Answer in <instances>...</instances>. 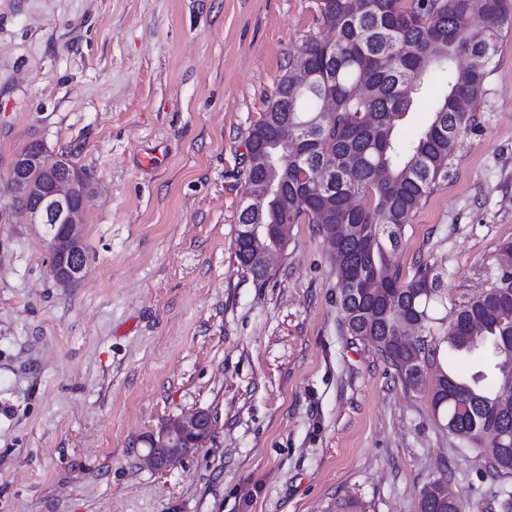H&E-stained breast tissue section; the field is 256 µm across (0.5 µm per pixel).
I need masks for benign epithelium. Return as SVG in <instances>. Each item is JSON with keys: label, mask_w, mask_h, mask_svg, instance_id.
<instances>
[{"label": "benign epithelium", "mask_w": 512, "mask_h": 512, "mask_svg": "<svg viewBox=\"0 0 512 512\" xmlns=\"http://www.w3.org/2000/svg\"><path fill=\"white\" fill-rule=\"evenodd\" d=\"M32 167L50 172L46 185L36 187L29 182L27 171ZM71 180L64 160H50L41 143L31 152L13 157L10 167L13 199L29 203L27 214L31 223L47 226L50 273L61 286L77 283L86 270L80 218L89 197L75 199L68 188ZM212 423L211 414L202 408L168 419L149 436L148 448L142 456L144 465L149 469L162 470L206 447L211 438Z\"/></svg>", "instance_id": "7a95c632"}]
</instances>
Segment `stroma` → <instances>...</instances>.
Segmentation results:
<instances>
[{
	"label": "stroma",
	"instance_id": "obj_1",
	"mask_svg": "<svg viewBox=\"0 0 512 512\" xmlns=\"http://www.w3.org/2000/svg\"><path fill=\"white\" fill-rule=\"evenodd\" d=\"M322 31L318 0H0V207L34 141L92 190L75 285L45 226L0 223V512H417L450 461L490 512L483 457L454 459L428 394L343 328L314 226L265 282L236 258L249 132ZM487 87L394 257L457 305L512 242V30ZM196 408L208 445L143 468L145 437Z\"/></svg>",
	"mask_w": 512,
	"mask_h": 512
}]
</instances>
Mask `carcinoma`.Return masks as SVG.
Instances as JSON below:
<instances>
[{
  "mask_svg": "<svg viewBox=\"0 0 512 512\" xmlns=\"http://www.w3.org/2000/svg\"><path fill=\"white\" fill-rule=\"evenodd\" d=\"M326 34L289 53L288 64L247 143L273 140L288 123L282 162L247 154L245 194L265 199L244 208L241 224H280L256 244L236 250L255 279L267 270L256 252L285 247L291 225L307 222L334 240L338 310L349 335L372 343L409 388L427 387L440 431L455 452L477 451L486 436L500 448L483 479L501 512H512V403L500 407L505 374L512 373V243L499 251L491 294L435 318L448 295L430 264L419 261L402 280L393 255L402 231L448 166L457 138L476 122L474 101L487 91L503 28L512 27L508 0H319ZM481 24H473L474 18ZM309 73L299 85L295 66ZM445 79L436 81L437 75ZM431 101L430 118L410 139L401 127L415 102ZM295 148H289V143ZM322 172L326 178H315ZM383 286L376 297L361 288ZM418 335L404 337L406 323ZM445 346L447 362L429 360ZM447 466L419 494L422 512H436L428 489L453 487Z\"/></svg>",
  "mask_w": 512,
  "mask_h": 512,
  "instance_id": "obj_1",
  "label": "carcinoma"
}]
</instances>
